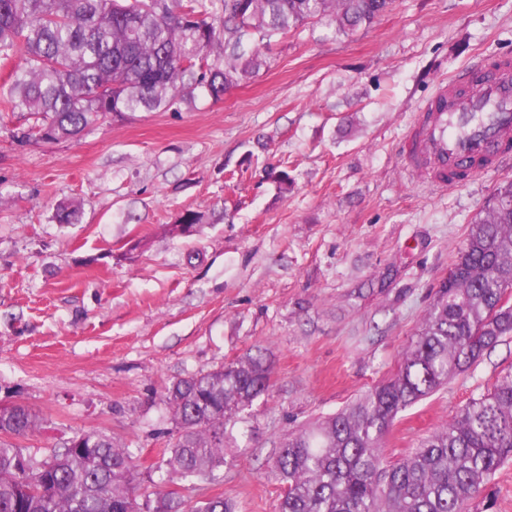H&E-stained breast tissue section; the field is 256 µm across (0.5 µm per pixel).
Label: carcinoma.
I'll use <instances>...</instances> for the list:
<instances>
[{
    "mask_svg": "<svg viewBox=\"0 0 512 512\" xmlns=\"http://www.w3.org/2000/svg\"><path fill=\"white\" fill-rule=\"evenodd\" d=\"M0 0V60L18 57L3 102L36 124L23 139L78 136L104 113L160 112L201 87L218 101L260 68L244 45L315 18L354 31L394 0H224V25L200 0ZM224 44V67L208 53ZM512 180L473 224L395 374L336 414L288 433L265 475L282 486L277 512H469L512 460V374L469 400L403 457L382 448L398 415L448 384L512 335ZM269 369L245 357L180 379L166 399L179 425L155 470L212 481L226 426L268 388ZM40 426L20 404L0 405V512H235L222 496L188 503L134 483L133 452L78 432L46 459L13 439ZM28 467H23V461Z\"/></svg>",
    "mask_w": 512,
    "mask_h": 512,
    "instance_id": "1",
    "label": "carcinoma"
}]
</instances>
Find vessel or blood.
I'll return each mask as SVG.
<instances>
[{"label":"vessel or blood","mask_w":512,"mask_h":512,"mask_svg":"<svg viewBox=\"0 0 512 512\" xmlns=\"http://www.w3.org/2000/svg\"><path fill=\"white\" fill-rule=\"evenodd\" d=\"M512 140V60L487 72L462 71L438 83L415 117L403 156L405 171L438 187L496 171Z\"/></svg>","instance_id":"b4317fda"}]
</instances>
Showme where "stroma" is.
Returning a JSON list of instances; mask_svg holds the SVG:
<instances>
[{"label":"stroma","instance_id":"1","mask_svg":"<svg viewBox=\"0 0 512 512\" xmlns=\"http://www.w3.org/2000/svg\"><path fill=\"white\" fill-rule=\"evenodd\" d=\"M222 100L107 113L79 136L17 141L0 111V403L40 416L43 459L77 431L135 453L138 479L177 429L173 382L261 357L270 387L234 419L215 482L191 500L276 512L264 472L289 431L396 372L499 171L453 189L409 178L401 147L435 84L512 56V0H395L352 33L309 20L258 42ZM287 172L288 187L277 176ZM78 221L55 219L62 203ZM192 233L168 228L184 211ZM512 373V336L403 411L396 458Z\"/></svg>","mask_w":512,"mask_h":512}]
</instances>
